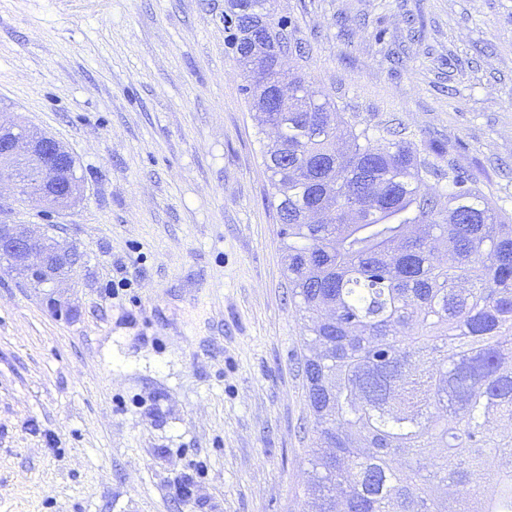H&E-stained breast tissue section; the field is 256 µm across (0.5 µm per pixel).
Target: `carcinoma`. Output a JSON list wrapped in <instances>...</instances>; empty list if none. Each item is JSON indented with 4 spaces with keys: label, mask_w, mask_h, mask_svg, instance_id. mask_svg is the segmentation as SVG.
<instances>
[{
    "label": "carcinoma",
    "mask_w": 512,
    "mask_h": 512,
    "mask_svg": "<svg viewBox=\"0 0 512 512\" xmlns=\"http://www.w3.org/2000/svg\"><path fill=\"white\" fill-rule=\"evenodd\" d=\"M262 2L232 0L224 20L244 65ZM259 14L272 53L245 92L288 87L259 121L279 130L263 165L303 321L311 512H512V214L407 128L282 77L288 19ZM491 465L493 489L473 493Z\"/></svg>",
    "instance_id": "1"
}]
</instances>
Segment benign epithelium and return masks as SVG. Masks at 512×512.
I'll return each mask as SVG.
<instances>
[{"label":"benign epithelium","mask_w":512,"mask_h":512,"mask_svg":"<svg viewBox=\"0 0 512 512\" xmlns=\"http://www.w3.org/2000/svg\"><path fill=\"white\" fill-rule=\"evenodd\" d=\"M49 162L54 171L30 200L64 205L79 191L72 155L45 134L25 131L19 124H0V184L13 187L12 196L0 194V210L21 199V174L43 171ZM76 259L70 247L45 232L35 234L28 224H0V267L35 284L53 285L65 278Z\"/></svg>","instance_id":"obj_1"}]
</instances>
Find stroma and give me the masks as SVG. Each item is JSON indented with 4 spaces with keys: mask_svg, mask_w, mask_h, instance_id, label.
Instances as JSON below:
<instances>
[{
    "mask_svg": "<svg viewBox=\"0 0 512 512\" xmlns=\"http://www.w3.org/2000/svg\"><path fill=\"white\" fill-rule=\"evenodd\" d=\"M225 0H0V120L75 158L0 222L77 250L0 268V512H304L301 322ZM337 111L396 119L512 212V0H272ZM130 287L121 299L104 294ZM192 494L177 495L181 483Z\"/></svg>",
    "mask_w": 512,
    "mask_h": 512,
    "instance_id": "obj_1",
    "label": "stroma"
}]
</instances>
